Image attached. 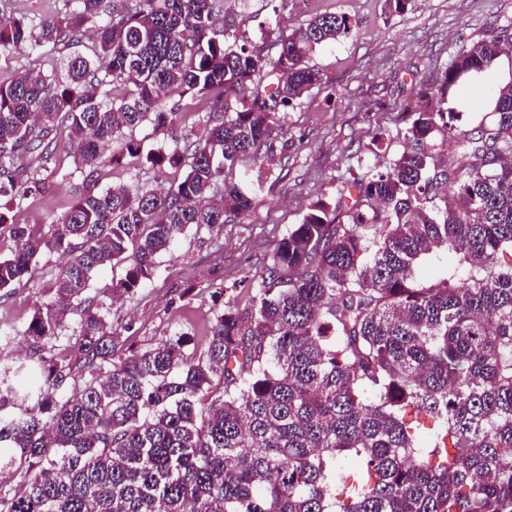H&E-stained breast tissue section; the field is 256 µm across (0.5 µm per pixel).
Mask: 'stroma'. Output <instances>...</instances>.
<instances>
[{
	"mask_svg": "<svg viewBox=\"0 0 512 512\" xmlns=\"http://www.w3.org/2000/svg\"><path fill=\"white\" fill-rule=\"evenodd\" d=\"M234 12L240 40L274 43L314 13L346 15L352 32L316 49L310 65L324 75L294 108L278 116L270 147L242 155L226 181L256 178L251 210L223 230H188L157 263L154 279L114 303L115 353L126 357L165 336L184 334L203 346L207 328L224 305L251 308L248 284L258 282L287 229L315 202L335 203L351 174L382 170L405 147L401 114L463 49L499 25L512 23V0H408L389 14L386 0H290L277 12L271 0H224ZM512 80V55L465 79L448 106L465 129L489 112L502 83ZM74 183L28 197L26 224H47L63 214ZM60 262L40 258L34 275L0 298V370L15 367L29 351L25 334L37 305L48 300Z\"/></svg>",
	"mask_w": 512,
	"mask_h": 512,
	"instance_id": "stroma-1",
	"label": "stroma"
}]
</instances>
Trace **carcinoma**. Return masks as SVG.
I'll return each instance as SVG.
<instances>
[{
	"instance_id": "1",
	"label": "carcinoma",
	"mask_w": 512,
	"mask_h": 512,
	"mask_svg": "<svg viewBox=\"0 0 512 512\" xmlns=\"http://www.w3.org/2000/svg\"><path fill=\"white\" fill-rule=\"evenodd\" d=\"M223 9L63 0L37 23L0 19V48L60 54L0 78V244L12 240L0 297L38 258L66 257L29 323L24 383L0 379V468L18 466L24 484L0 512H512V80L474 133L444 108L463 77L512 53L511 23L459 52L407 110L399 158L278 240L251 311L225 306L200 350L169 336L114 359L108 302L151 281L188 229L219 232L252 208L224 170L267 144L278 114L323 82L310 56L353 29L312 15L272 57L238 43L233 22L217 28ZM172 95L204 113L185 132L180 108L164 106ZM144 125L170 142L145 148ZM448 140L465 164L441 157ZM145 163L172 171L165 192L100 187ZM76 174L61 216L17 221L29 194ZM439 250L458 266L419 278ZM118 266L103 299L87 296L95 272ZM74 309L69 353L46 362L41 342Z\"/></svg>"
}]
</instances>
